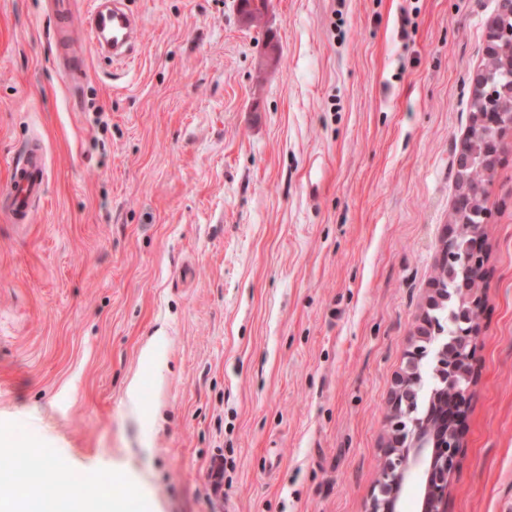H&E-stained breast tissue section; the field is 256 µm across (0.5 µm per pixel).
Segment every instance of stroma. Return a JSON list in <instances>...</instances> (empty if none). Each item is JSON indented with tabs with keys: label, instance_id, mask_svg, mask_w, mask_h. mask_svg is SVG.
<instances>
[{
	"label": "stroma",
	"instance_id": "obj_1",
	"mask_svg": "<svg viewBox=\"0 0 512 512\" xmlns=\"http://www.w3.org/2000/svg\"><path fill=\"white\" fill-rule=\"evenodd\" d=\"M86 2L72 89L47 0H0V187L33 139L46 160L29 221L0 212V431L62 467L32 490L75 512H366L496 0H271L258 28L238 0H129L125 68L86 45ZM486 206L448 512H512L510 131Z\"/></svg>",
	"mask_w": 512,
	"mask_h": 512
}]
</instances>
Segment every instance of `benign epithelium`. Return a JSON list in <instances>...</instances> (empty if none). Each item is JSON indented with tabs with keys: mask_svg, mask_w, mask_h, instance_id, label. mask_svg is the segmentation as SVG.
Returning a JSON list of instances; mask_svg holds the SVG:
<instances>
[{
	"mask_svg": "<svg viewBox=\"0 0 512 512\" xmlns=\"http://www.w3.org/2000/svg\"><path fill=\"white\" fill-rule=\"evenodd\" d=\"M485 62L473 76V110L455 159L456 194L453 222L439 241L438 267L452 277L433 279L427 299L432 309L450 294L461 312L453 333L423 317L413 333L388 402L389 430L379 479L367 512H397L409 480L420 489L421 512H447L448 493L461 464L464 442L458 420L471 406L477 363V319L483 305L481 289L472 283L482 277L486 252L480 230H463L465 214L485 210V183L502 153V132L512 128V87L490 74L512 67V0H497L487 26ZM430 365L434 406L419 413L414 395L424 386V365Z\"/></svg>",
	"mask_w": 512,
	"mask_h": 512,
	"instance_id": "7a95c632",
	"label": "benign epithelium"
}]
</instances>
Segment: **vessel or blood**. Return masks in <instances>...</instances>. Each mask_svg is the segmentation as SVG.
<instances>
[{
    "mask_svg": "<svg viewBox=\"0 0 512 512\" xmlns=\"http://www.w3.org/2000/svg\"><path fill=\"white\" fill-rule=\"evenodd\" d=\"M54 18L50 41L55 64L69 84L81 83L86 77L82 57L73 49L71 37V0H51ZM88 41L95 49L111 55L113 61H129L140 43V26L127 0H92L89 12ZM45 165L39 149H32L13 163L8 185L0 190V202L15 220H27L28 205L43 192Z\"/></svg>",
    "mask_w": 512,
    "mask_h": 512,
    "instance_id": "1",
    "label": "vessel or blood"
}]
</instances>
